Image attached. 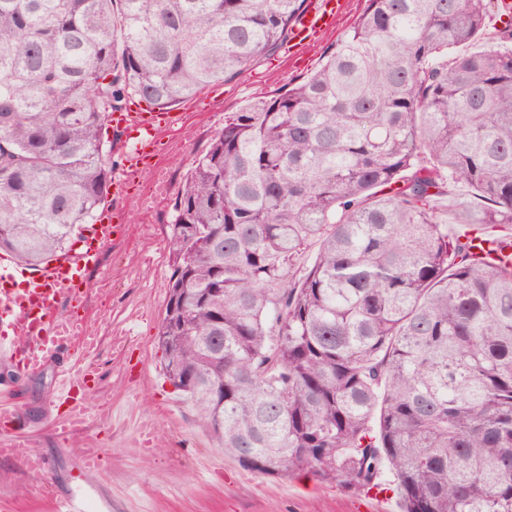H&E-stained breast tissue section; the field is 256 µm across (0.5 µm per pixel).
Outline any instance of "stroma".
<instances>
[{"label":"stroma","instance_id":"35a3bbf8","mask_svg":"<svg viewBox=\"0 0 512 512\" xmlns=\"http://www.w3.org/2000/svg\"><path fill=\"white\" fill-rule=\"evenodd\" d=\"M365 5L346 0L335 26L307 48L282 47L176 104L181 121L159 133L151 167L138 173L115 208L121 236L101 245L97 264L78 278L76 299L59 308L64 317L85 319L99 338L85 378L87 421L57 434L45 418L50 371L20 377L0 367V383L18 391L26 428L16 454L0 458V512H51L62 473L83 448L102 451L112 512H377L371 496L308 476L273 478L226 457L165 377L157 344L172 273L174 204L187 174L225 120L313 74ZM33 452L47 457L48 470L27 469L25 457Z\"/></svg>","mask_w":512,"mask_h":512}]
</instances>
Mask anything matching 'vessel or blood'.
<instances>
[{
	"label": "vessel or blood",
	"instance_id": "1",
	"mask_svg": "<svg viewBox=\"0 0 512 512\" xmlns=\"http://www.w3.org/2000/svg\"><path fill=\"white\" fill-rule=\"evenodd\" d=\"M344 0H310L293 26L294 45L302 46L333 27ZM178 114L171 112H115L110 116L117 131L140 130L144 143L126 150L124 177L115 182L117 193H124L128 180L139 172L146 156V140L152 139L159 125H174ZM114 224L93 225L78 251L64 253L35 268H20L0 262V364L20 374H33L52 366L49 405L54 409L52 425L56 432H70L88 417V406L79 393L88 361L97 346L84 324L58 314L59 304L71 298L80 271L96 265L97 243L117 237ZM82 347L84 358L71 354ZM18 397L13 385L0 383V418H19ZM101 451L82 449L66 469V490L55 494L53 512H112V494L103 487L100 473Z\"/></svg>",
	"mask_w": 512,
	"mask_h": 512
}]
</instances>
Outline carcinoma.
Here are the masks:
<instances>
[{
  "label": "carcinoma",
  "instance_id": "carcinoma-1",
  "mask_svg": "<svg viewBox=\"0 0 512 512\" xmlns=\"http://www.w3.org/2000/svg\"><path fill=\"white\" fill-rule=\"evenodd\" d=\"M367 2L186 178L162 370L244 468L512 512V255L449 237L433 206L463 184L512 224V49H465L498 0ZM305 4L0 0V251L65 252L112 185L106 117L243 74Z\"/></svg>",
  "mask_w": 512,
  "mask_h": 512
}]
</instances>
